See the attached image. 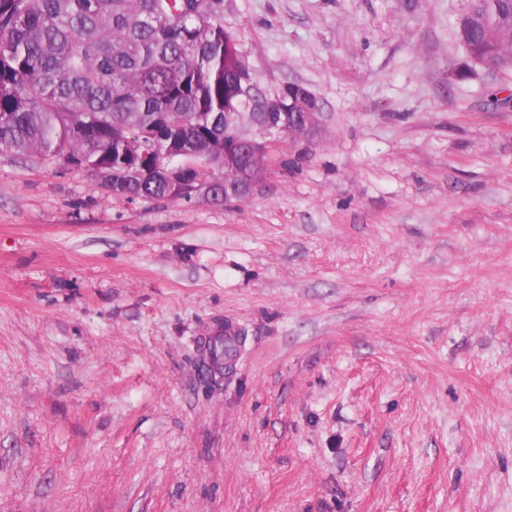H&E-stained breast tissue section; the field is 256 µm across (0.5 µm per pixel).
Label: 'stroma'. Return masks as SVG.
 <instances>
[{
  "instance_id": "1",
  "label": "stroma",
  "mask_w": 512,
  "mask_h": 512,
  "mask_svg": "<svg viewBox=\"0 0 512 512\" xmlns=\"http://www.w3.org/2000/svg\"><path fill=\"white\" fill-rule=\"evenodd\" d=\"M466 7L224 0L322 104L243 200L0 153V512H512V68L461 78Z\"/></svg>"
}]
</instances>
